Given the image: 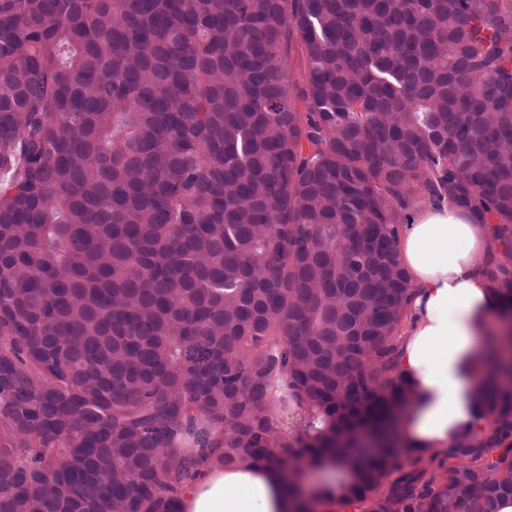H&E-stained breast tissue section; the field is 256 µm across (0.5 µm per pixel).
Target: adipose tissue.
Returning <instances> with one entry per match:
<instances>
[{"label":"adipose tissue","instance_id":"adipose-tissue-1","mask_svg":"<svg viewBox=\"0 0 512 512\" xmlns=\"http://www.w3.org/2000/svg\"><path fill=\"white\" fill-rule=\"evenodd\" d=\"M491 225L463 208L417 210L398 242L413 295L398 332L395 373L414 399L394 422L393 436L407 456L440 454L458 440L485 432L475 391L488 370V333L504 331V304L479 260ZM316 485L292 495L273 462L210 464L180 497L181 512H301L309 503L334 512L335 497L316 499Z\"/></svg>","mask_w":512,"mask_h":512}]
</instances>
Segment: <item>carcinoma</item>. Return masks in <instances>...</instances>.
Listing matches in <instances>:
<instances>
[{
	"mask_svg": "<svg viewBox=\"0 0 512 512\" xmlns=\"http://www.w3.org/2000/svg\"><path fill=\"white\" fill-rule=\"evenodd\" d=\"M444 203L512 311V0H0V512H180L245 458L497 512L512 355L393 476L398 241Z\"/></svg>",
	"mask_w": 512,
	"mask_h": 512,
	"instance_id": "cac0c4a2",
	"label": "carcinoma"
}]
</instances>
